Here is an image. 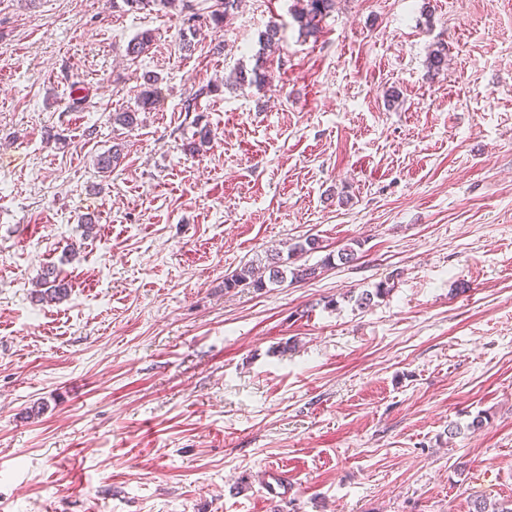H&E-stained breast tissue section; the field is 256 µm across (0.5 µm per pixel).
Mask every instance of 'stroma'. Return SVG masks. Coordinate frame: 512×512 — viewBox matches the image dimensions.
Wrapping results in <instances>:
<instances>
[{
	"instance_id": "1",
	"label": "stroma",
	"mask_w": 512,
	"mask_h": 512,
	"mask_svg": "<svg viewBox=\"0 0 512 512\" xmlns=\"http://www.w3.org/2000/svg\"><path fill=\"white\" fill-rule=\"evenodd\" d=\"M293 3L190 34L176 7L0 0V512L512 499V0H336L314 38ZM149 75L155 110L114 125ZM306 236L307 264L358 258L225 289ZM41 286H46L45 292L48 296L50 295V299L53 298H61L62 296L67 295V283L65 279L61 277L60 272L56 270L54 267L46 266L43 268L40 277Z\"/></svg>"
}]
</instances>
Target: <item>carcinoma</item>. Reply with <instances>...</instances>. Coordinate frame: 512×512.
Returning <instances> with one entry per match:
<instances>
[{
    "label": "carcinoma",
    "mask_w": 512,
    "mask_h": 512,
    "mask_svg": "<svg viewBox=\"0 0 512 512\" xmlns=\"http://www.w3.org/2000/svg\"><path fill=\"white\" fill-rule=\"evenodd\" d=\"M176 0H122V7L127 12H138L144 9L157 8L163 10L175 5ZM240 0H224V10H214L208 15V25L215 30L223 27L224 20L238 10ZM333 0H296L292 15L299 28L308 35H314L319 30V23L323 15L332 8ZM153 34L145 30L137 34L129 41L126 53L137 58L148 51ZM266 84V74L260 67L256 66L250 71L239 69L234 72L232 85L237 89L255 86L261 88ZM139 108L125 112H117L113 115V123L127 129L138 125V114L150 110L155 106L156 91L152 87H146L138 95ZM120 151L110 150L98 157L96 167L103 178L112 176L120 161ZM317 249V242L313 238H304L288 245L287 258L276 254L271 256V261L259 265H249L240 269L239 272L224 279V288H237L247 285L256 290H264L270 286L279 285L290 275L294 279L306 280L317 276V266L299 265L290 267L292 258L302 256ZM40 285L45 287V293L52 298H60L67 295V283L61 277L60 272L54 267L43 268L40 277ZM474 512H512V500L490 504L485 499L473 503Z\"/></svg>",
    "instance_id": "1"
}]
</instances>
